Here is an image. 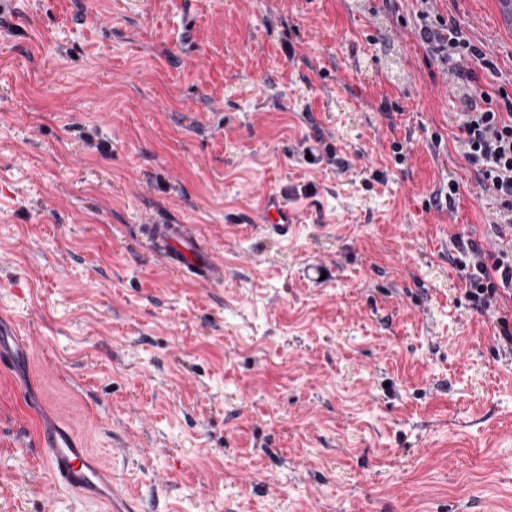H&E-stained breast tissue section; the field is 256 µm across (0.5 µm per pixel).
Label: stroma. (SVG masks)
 I'll use <instances>...</instances> for the list:
<instances>
[{"mask_svg":"<svg viewBox=\"0 0 512 512\" xmlns=\"http://www.w3.org/2000/svg\"><path fill=\"white\" fill-rule=\"evenodd\" d=\"M494 13L0 0V320L35 345L0 367V512H105L48 484L58 427L130 512H512V299L470 301L456 248L512 249L462 148L460 88L512 97ZM441 21L492 67L423 42ZM269 189L289 240L256 228ZM144 224L187 225L223 285ZM149 236L154 247L186 277L201 285H223V261L206 255L184 224H152Z\"/></svg>","mask_w":512,"mask_h":512,"instance_id":"obj_1","label":"stroma"}]
</instances>
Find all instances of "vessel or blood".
Listing matches in <instances>:
<instances>
[{
  "label": "vessel or blood",
  "instance_id": "vessel-or-blood-1",
  "mask_svg": "<svg viewBox=\"0 0 512 512\" xmlns=\"http://www.w3.org/2000/svg\"><path fill=\"white\" fill-rule=\"evenodd\" d=\"M261 222L285 237L296 222L295 213L283 195L268 193L262 200ZM149 236L154 247L186 277L201 285H223V261L206 255L198 238L191 235L185 225L154 224ZM38 445L44 452L52 483L97 501L117 495L110 468L92 460L89 449L81 447L74 431H41Z\"/></svg>",
  "mask_w": 512,
  "mask_h": 512
}]
</instances>
